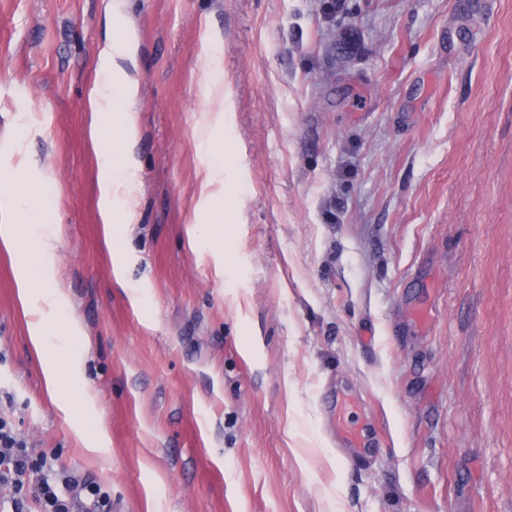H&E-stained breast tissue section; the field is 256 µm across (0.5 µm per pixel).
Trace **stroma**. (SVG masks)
Returning <instances> with one entry per match:
<instances>
[{
  "mask_svg": "<svg viewBox=\"0 0 512 512\" xmlns=\"http://www.w3.org/2000/svg\"><path fill=\"white\" fill-rule=\"evenodd\" d=\"M112 4L0 0V135L61 202L62 393L98 394L107 450L44 393L2 257L0 416L112 512H512V0ZM112 34L139 79L125 291L85 109ZM216 83L223 160L198 134ZM214 184L220 186V190L216 193L208 191ZM202 193H206V200L216 210L224 214V166L214 165L206 168L202 179ZM109 436V428L104 419L99 418L95 421L91 437L84 433H77L78 440L85 446V449L91 453L102 451L101 445L105 443Z\"/></svg>",
  "mask_w": 512,
  "mask_h": 512,
  "instance_id": "obj_1",
  "label": "stroma"
}]
</instances>
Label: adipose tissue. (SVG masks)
<instances>
[{"instance_id": "adipose-tissue-1", "label": "adipose tissue", "mask_w": 512, "mask_h": 512, "mask_svg": "<svg viewBox=\"0 0 512 512\" xmlns=\"http://www.w3.org/2000/svg\"><path fill=\"white\" fill-rule=\"evenodd\" d=\"M138 89L137 64L132 41L109 40L100 50L95 81L88 98V134L98 159V210L102 244L108 255L115 287L126 288L128 258L118 243V225L135 219L137 186L130 176L137 142L135 116L129 110ZM117 135L105 139L107 129ZM57 207L42 204L27 157H8L0 165V254L12 269L15 295L26 320L30 352L43 367V390L64 414L73 409L93 410L96 398L82 393L78 399L62 397L65 379L76 376L77 359L61 361L51 347L54 336H77L81 329L66 313L68 299L59 289L60 272L43 265L62 233L56 222ZM34 224L50 230L32 236Z\"/></svg>"}]
</instances>
